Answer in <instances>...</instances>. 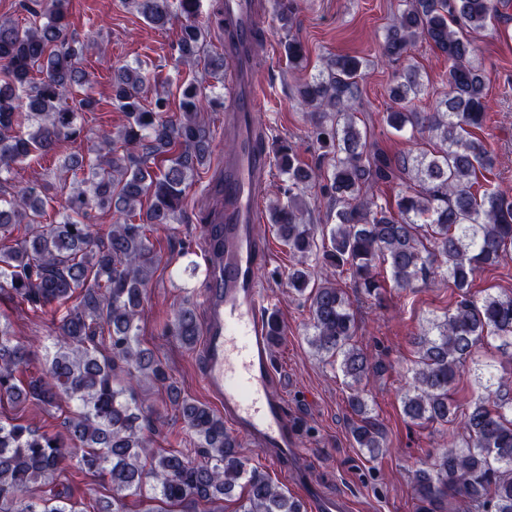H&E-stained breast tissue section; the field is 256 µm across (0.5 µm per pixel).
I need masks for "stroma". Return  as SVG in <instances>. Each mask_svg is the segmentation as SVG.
Segmentation results:
<instances>
[{
  "label": "stroma",
  "instance_id": "obj_1",
  "mask_svg": "<svg viewBox=\"0 0 512 512\" xmlns=\"http://www.w3.org/2000/svg\"><path fill=\"white\" fill-rule=\"evenodd\" d=\"M257 2L265 39L255 47L252 66L264 94L267 142L288 140L303 162L317 167L319 152L308 137V123L292 99L294 87L323 67L326 56L349 54L367 62L358 116L373 141L390 154L413 148L408 133L391 129L383 120L391 104L388 89L397 66L382 57L379 45L399 0H299L298 13L289 28L277 18L274 0ZM68 7L70 35L84 46L83 66L98 101L95 111L78 117L85 133L80 153L96 150L98 130L113 129L122 122L121 112L112 104V70L116 66L141 64L158 89L167 92L170 112H177L182 85L201 73L200 66L175 64L178 25L155 28L128 8L124 0H68ZM501 14L499 23L472 33L471 38L486 75L490 116L486 139L496 158L491 184L512 193V0ZM291 36L306 49V60L298 70L289 69L284 52ZM410 56L428 81L417 109L433 111L448 91L444 80L448 64L425 43L412 47ZM200 119L211 132L212 156L209 166L194 176L186 190L184 210L190 215L212 206L208 187L232 144L224 136L223 109L202 112ZM62 160L59 153L35 155L14 164L6 174L7 186L12 190L26 187L37 176L48 181L52 199L43 218L47 224L59 221L61 204L72 189L60 179ZM278 181L277 170H270L258 201V219L267 249L260 280L276 296L278 315L285 327L281 340L273 346L274 361L288 414L297 425L302 455L300 461L279 463L243 436L238 439L239 453L248 468L263 472L285 493L301 500L306 512H319L311 494L315 487L328 497L348 496L351 512H418L414 471L427 454L445 448L452 433L412 424L403 414L401 396L413 360L412 338L420 327L451 309L454 290L443 281L410 294L391 288L379 305L360 292L349 293L360 319L359 344L382 367L370 379L368 410L381 425L386 446L378 460H370L350 433L353 415L347 404L349 390L334 359L317 354L307 341L310 303L288 286L287 249L273 234L267 219V207L274 199L273 186ZM152 241L159 260L139 321L141 344L167 363L183 396L213 405L200 379V345H183L165 330L172 321L176 299L189 298L196 306L201 303L206 278L191 264L204 260V227L178 223L173 229L154 232ZM64 312L59 304L31 310L0 301V314L9 318L16 334L40 347L48 344ZM150 402L168 414L156 437L157 447L199 458L197 441L173 410L166 392H151ZM31 493L45 499L60 495L69 498L75 512H93L96 503L111 500L113 491L101 478L71 468L64 476L33 484Z\"/></svg>",
  "mask_w": 512,
  "mask_h": 512
}]
</instances>
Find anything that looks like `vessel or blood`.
Here are the masks:
<instances>
[{"instance_id":"b4317fda","label":"vessel or blood","mask_w":512,"mask_h":512,"mask_svg":"<svg viewBox=\"0 0 512 512\" xmlns=\"http://www.w3.org/2000/svg\"><path fill=\"white\" fill-rule=\"evenodd\" d=\"M224 11L234 21L224 51L244 66L232 87V108L224 116L225 134L235 140L236 148L224 157L217 182V229L205 249L207 287L202 303L207 323L200 375L225 419L254 447L273 451L275 460L281 461L299 450L278 392L268 328L271 299L259 278L266 247L258 224L257 194L268 154L259 146L264 138L259 112L263 96L245 63L254 52L251 33L260 15L255 0H224Z\"/></svg>"}]
</instances>
